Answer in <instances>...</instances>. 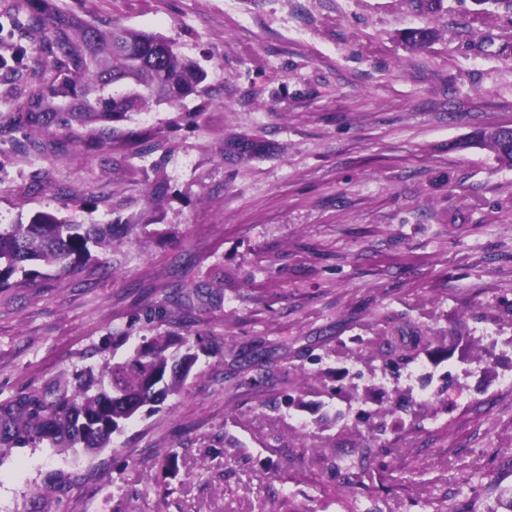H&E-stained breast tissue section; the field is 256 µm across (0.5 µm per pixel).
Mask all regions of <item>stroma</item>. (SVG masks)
Wrapping results in <instances>:
<instances>
[{"label": "stroma", "mask_w": 512, "mask_h": 512, "mask_svg": "<svg viewBox=\"0 0 512 512\" xmlns=\"http://www.w3.org/2000/svg\"><path fill=\"white\" fill-rule=\"evenodd\" d=\"M59 4L161 35L208 78L103 141L32 128L19 105L44 72L40 37L26 0H0V224L49 212L153 230L99 253L88 278L18 273L0 289V399L159 334L206 350L180 393L102 452L13 449L0 512H34L60 470L79 479L53 512H512V389L498 383L512 370V169L456 146L512 125V11L445 0L439 38L411 51L398 34L424 20L408 0ZM233 133L273 149L226 158ZM142 135L156 150L139 154ZM175 284L209 296L164 310ZM408 326L448 351L436 365L419 352L418 384L448 383L431 403L384 364ZM487 327L506 344L482 341ZM249 349L265 368L243 362ZM339 385L369 392L371 410L413 401L388 434L398 452L355 418L320 425L357 404Z\"/></svg>", "instance_id": "stroma-1"}]
</instances>
